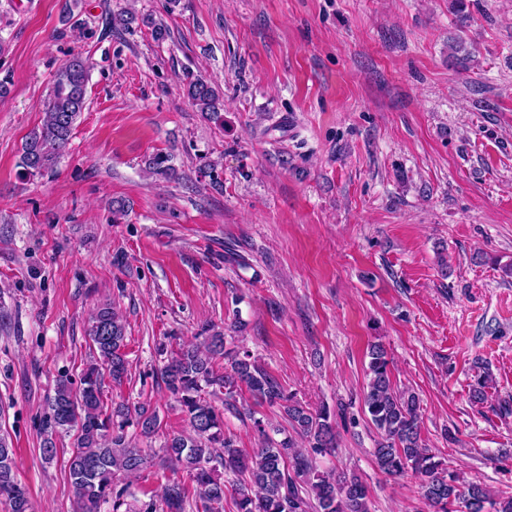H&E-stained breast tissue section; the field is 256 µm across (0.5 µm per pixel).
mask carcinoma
<instances>
[{
    "label": "carcinoma",
    "instance_id": "carcinoma-1",
    "mask_svg": "<svg viewBox=\"0 0 512 512\" xmlns=\"http://www.w3.org/2000/svg\"><path fill=\"white\" fill-rule=\"evenodd\" d=\"M89 63L77 55L55 75L51 96L41 124L32 129L22 145L21 167L29 176H42L58 164L77 118L86 107ZM187 95L198 111L223 123L224 102L218 90L202 78L187 84ZM146 169L167 181L178 178L169 154L157 153ZM97 358L82 373L78 390L68 378L57 381L48 399L50 427L57 432L77 430L69 459V476L76 512H98L112 497V512L125 505L126 488L117 487L118 477H137L148 463V454L126 445L125 427L134 424L141 436L151 437L158 426L155 413L141 406L132 411L119 405L107 408L103 400L105 379L115 385L127 376L125 323L109 303L90 314L86 331ZM369 381L364 411L379 432L374 449L376 467L390 477L408 473L419 479L428 512H512V497L496 499L485 488L463 485L457 473L448 472L436 455L422 443L418 397L392 385L388 354L383 344L368 346ZM222 358L230 372L220 373L215 360ZM162 380L185 413L190 432L165 440L161 465L187 473L192 484L196 512H224V480L219 470L248 479L235 485L236 512H368L367 490L357 477L325 475L313 465V456L336 447V412L323 405L312 409L285 395L280 384L260 368L249 352L227 347L226 336L214 333L203 345L171 352L162 369ZM260 404L280 405L307 442L296 448L291 441H268L253 453L236 447L224 436L222 399L234 408L242 390ZM15 449L0 438V499L10 512H33L27 488L14 474ZM184 482H168L161 497L162 512H184L189 501ZM149 500L125 512H157Z\"/></svg>",
    "mask_w": 512,
    "mask_h": 512
}]
</instances>
